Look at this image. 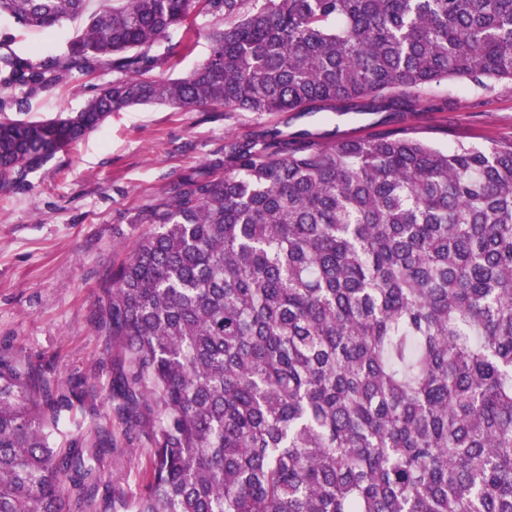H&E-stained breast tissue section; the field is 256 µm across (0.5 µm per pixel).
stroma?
<instances>
[{
    "label": "stroma",
    "mask_w": 512,
    "mask_h": 512,
    "mask_svg": "<svg viewBox=\"0 0 512 512\" xmlns=\"http://www.w3.org/2000/svg\"><path fill=\"white\" fill-rule=\"evenodd\" d=\"M76 28L68 23L57 38L42 43L2 18L0 51L24 54L38 42L43 53L56 54ZM170 50L173 65L155 68V77L185 75L207 56L208 42L202 37L187 40L183 30L175 29L152 52L163 56ZM111 78V72L103 71L37 94L26 117L41 120L79 111ZM424 94L447 102V111L338 116L154 104L112 113L77 145L34 170L26 183L0 185V347L22 352L61 380L79 376L105 384L114 353L94 320L112 268L154 230L134 218L184 174L223 154L226 138H245L265 127L364 135L409 126L445 150L460 140L484 144L512 139L511 83L479 87L444 81ZM112 436V482L103 491L116 488L130 499L146 482L150 443L145 429L117 419Z\"/></svg>",
    "instance_id": "1"
}]
</instances>
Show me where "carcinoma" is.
Returning <instances> with one entry per match:
<instances>
[{"label":"carcinoma","mask_w":512,"mask_h":512,"mask_svg":"<svg viewBox=\"0 0 512 512\" xmlns=\"http://www.w3.org/2000/svg\"><path fill=\"white\" fill-rule=\"evenodd\" d=\"M0 0L62 54H0L28 97L112 70L65 117L0 118V183L124 108L443 112L407 94L512 82V0ZM214 15L193 28L197 6ZM209 53L151 71L170 30ZM112 270L93 393L0 350V512H113L112 429L55 445L90 408L148 429L132 512H512V141L443 150L397 128L263 130L172 185ZM188 44V48H185ZM168 50H173L176 53L172 60L175 65L170 67L169 64H165L155 68L152 75L160 79H175L191 71L207 56L208 42L203 36H200L188 43L184 29H175L170 31L166 39L156 44L150 54L164 56Z\"/></svg>","instance_id":"cac0c4a2"}]
</instances>
